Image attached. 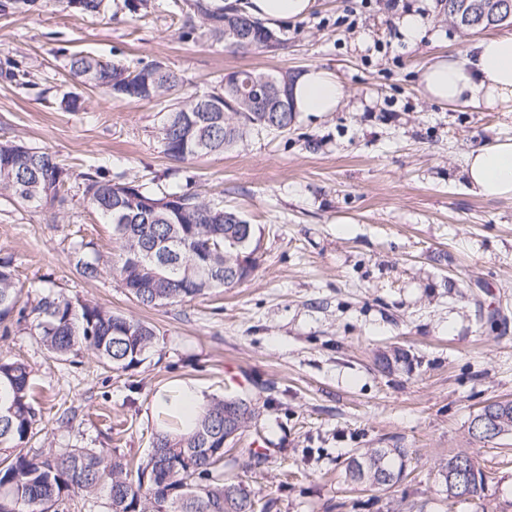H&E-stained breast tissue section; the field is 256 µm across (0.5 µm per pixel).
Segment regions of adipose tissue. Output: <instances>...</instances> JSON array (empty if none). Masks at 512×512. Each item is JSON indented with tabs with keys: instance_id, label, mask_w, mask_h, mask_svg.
I'll return each mask as SVG.
<instances>
[{
	"instance_id": "obj_1",
	"label": "adipose tissue",
	"mask_w": 512,
	"mask_h": 512,
	"mask_svg": "<svg viewBox=\"0 0 512 512\" xmlns=\"http://www.w3.org/2000/svg\"><path fill=\"white\" fill-rule=\"evenodd\" d=\"M250 15L276 24L303 18L315 0H243ZM420 84L429 101L444 106L498 107L512 112V34L483 38L458 57H437L422 70ZM344 89L329 72L309 69L293 87L294 108L299 112H333ZM471 187L488 198L512 197V138L471 151L466 159Z\"/></svg>"
}]
</instances>
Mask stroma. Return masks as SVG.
I'll list each match as a JSON object with an SVG mask.
<instances>
[{
  "label": "stroma",
  "instance_id": "1",
  "mask_svg": "<svg viewBox=\"0 0 512 512\" xmlns=\"http://www.w3.org/2000/svg\"><path fill=\"white\" fill-rule=\"evenodd\" d=\"M407 12L426 17L419 42L397 34ZM171 0L147 12L78 15L47 5L0 16V61L25 63L35 83L0 78V140L49 149L70 172L92 166L153 190L191 187L261 231V258L239 285L188 303L145 308L116 277L82 278L71 247L111 255L112 227L71 186L64 207L0 195V257L22 299L62 291L150 322L154 348L115 372L91 354L50 358L31 323L0 335V354L33 370L39 435L30 448H96L129 458L152 446L156 394L190 382L205 399L260 404L242 442L263 434L259 466H228L266 512H512V432L471 434L489 403L512 401V197L475 194L465 156L512 137V112L442 107L419 75L477 33L440 0H316L280 24L275 52L232 51L182 38ZM130 65L161 61L182 74L179 97L213 91L238 70L330 71L345 94L336 111L298 113L285 133H251L234 149L171 160L157 136L166 100L137 101L77 85L65 54ZM79 94L81 109L62 100ZM408 359L392 362L394 349ZM73 407L71 426L57 417ZM407 448L410 474L384 491L344 478L362 448ZM473 457L487 474L479 499L449 503L437 466Z\"/></svg>",
  "mask_w": 512,
  "mask_h": 512
}]
</instances>
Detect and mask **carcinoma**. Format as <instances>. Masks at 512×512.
<instances>
[{"instance_id": "carcinoma-1", "label": "carcinoma", "mask_w": 512, "mask_h": 512, "mask_svg": "<svg viewBox=\"0 0 512 512\" xmlns=\"http://www.w3.org/2000/svg\"><path fill=\"white\" fill-rule=\"evenodd\" d=\"M38 0H0V15L31 11ZM74 13L96 15L111 0H55ZM216 0H172L184 16L181 36L206 38L233 50L278 49L284 40L262 21L238 7H217ZM448 16L467 29L484 12L512 0H444ZM65 69L84 87L134 100H156L183 86L184 78L155 62L130 66L74 53ZM0 76L17 86L32 84L22 62L8 59ZM266 74L239 70L224 75L220 88L191 95L170 105L158 137L171 159L184 162L233 148L253 131L286 132L296 120L292 90L297 75L271 76L280 91L277 107L253 95ZM73 173L46 148L22 140L0 141V194L17 202L62 207L61 195ZM83 200L112 225L114 258L103 260L88 243L73 248L74 266L86 279L104 273L117 277L141 306L154 308L191 301L219 288H232L258 265L256 225L241 214L207 200L199 193L147 189L135 181H115L100 166L76 175ZM32 317L40 342L57 360L85 351L116 372L133 371L148 358L156 339L154 326L116 313L91 300L62 291L21 305V288L12 263L0 258V332ZM31 369L0 358V512H58L68 505L81 509L101 490L107 492V512H257L258 501L243 482L224 477V456L230 435L240 436L259 416L257 402L242 396L214 399L203 407L195 426L181 431L179 416L165 411L152 448L132 466L121 455L93 448L50 449L29 453L36 435L31 404ZM500 431L512 432V407L493 402ZM409 460L406 448H365L351 457L345 479L365 488L391 487L403 480ZM481 476L469 493L480 496L484 471L467 454H454L438 464L445 492L458 461Z\"/></svg>"}]
</instances>
